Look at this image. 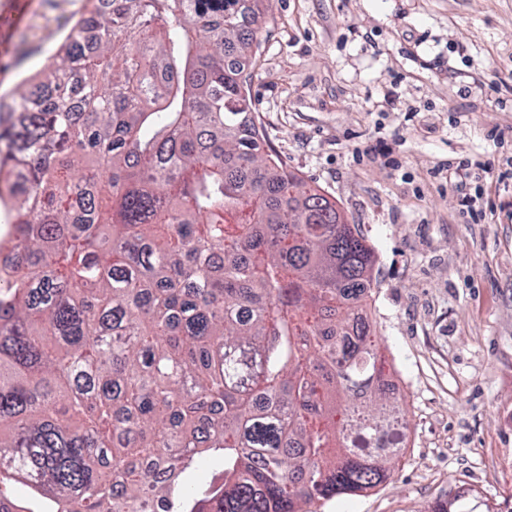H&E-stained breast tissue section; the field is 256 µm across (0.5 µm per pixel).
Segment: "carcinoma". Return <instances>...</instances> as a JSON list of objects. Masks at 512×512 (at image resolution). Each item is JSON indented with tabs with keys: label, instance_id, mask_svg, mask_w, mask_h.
I'll list each match as a JSON object with an SVG mask.
<instances>
[{
	"label": "carcinoma",
	"instance_id": "obj_1",
	"mask_svg": "<svg viewBox=\"0 0 512 512\" xmlns=\"http://www.w3.org/2000/svg\"><path fill=\"white\" fill-rule=\"evenodd\" d=\"M266 2L91 0L14 90L3 512H318L393 476L374 252L250 116Z\"/></svg>",
	"mask_w": 512,
	"mask_h": 512
}]
</instances>
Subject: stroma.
Returning a JSON list of instances; mask_svg holds the SVG:
<instances>
[{"label": "stroma", "mask_w": 512, "mask_h": 512, "mask_svg": "<svg viewBox=\"0 0 512 512\" xmlns=\"http://www.w3.org/2000/svg\"><path fill=\"white\" fill-rule=\"evenodd\" d=\"M18 2L0 98L90 7ZM248 71L267 151L374 251L371 330L408 422L392 480L323 512H512V0H271ZM463 158L478 181L449 178Z\"/></svg>", "instance_id": "35a3bbf8"}]
</instances>
